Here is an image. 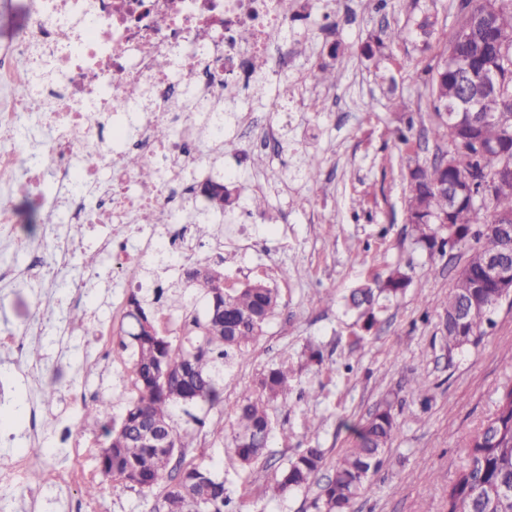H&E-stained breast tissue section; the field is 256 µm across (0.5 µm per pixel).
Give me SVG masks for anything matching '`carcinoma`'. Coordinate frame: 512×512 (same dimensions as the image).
Listing matches in <instances>:
<instances>
[{"instance_id": "obj_1", "label": "carcinoma", "mask_w": 512, "mask_h": 512, "mask_svg": "<svg viewBox=\"0 0 512 512\" xmlns=\"http://www.w3.org/2000/svg\"><path fill=\"white\" fill-rule=\"evenodd\" d=\"M479 0H459L458 25L443 48L431 55L425 66V86L437 120L435 138L448 143L440 159L413 161L408 167L409 196L406 221L414 241L428 252L445 250L472 239L476 246L443 306L447 324L445 346L452 353L478 341L489 314L512 294L485 280L490 258L512 270V229L497 222L500 214H512V193L497 192L486 204L485 196L498 183L512 178V0H492L477 7ZM429 50L437 36L436 20L419 9L409 32ZM402 29L370 33L359 46L368 61L387 56L391 45L405 39ZM466 56L473 77L486 70L498 74L497 85L489 90L475 81L473 93L480 107L457 116L458 125L449 130L443 112L456 105L460 75L450 58ZM316 83L332 87L337 75L331 65L321 64L314 73ZM127 165L149 181L154 170L136 155L126 157ZM235 200L224 190V206L216 204L196 213V233L211 235L210 224L224 219ZM411 277L401 267L378 276L373 283L351 290L348 304L356 311L360 329L368 334L379 322L381 301L402 296ZM278 293L262 282L242 288L224 287V266H205L187 274L183 284L161 292L137 288L127 299L119 344L131 351L132 392L117 400L102 398L85 409L83 420L97 425L115 404L123 406L120 422L104 428L106 442L97 460L99 475L114 486L142 495L156 496L152 512H235L233 497L224 478L216 474L213 460L204 454L187 455L188 443L176 427L183 412L199 426L205 421L190 413L191 408L213 409L224 393V370L252 355L255 343L278 309ZM224 313L213 314L212 308ZM191 309L179 332L167 333L162 311ZM294 370L283 360L263 370L253 386L238 397L230 414V449L242 472V489L250 486L252 467L264 457L274 433L273 405L286 398ZM149 423L167 426L171 441L166 447L140 441L137 433ZM399 425L390 401L381 403L355 428L352 447L345 450L332 474L312 499V512H347L350 503L367 487L379 469ZM325 466L321 448L298 452L266 487L271 496L284 499L306 490ZM448 512H512V384L499 390L495 412L472 436L468 463L448 487Z\"/></svg>"}]
</instances>
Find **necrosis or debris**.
<instances>
[{
	"mask_svg": "<svg viewBox=\"0 0 512 512\" xmlns=\"http://www.w3.org/2000/svg\"><path fill=\"white\" fill-rule=\"evenodd\" d=\"M300 0H28L19 36L0 45V180L64 205L67 224H104L98 239L112 275L139 284L157 254L182 270L198 244L191 209L208 202L199 186L224 143V98L288 80V51L305 14ZM279 40H272V33ZM24 56L27 68L14 65ZM274 57L262 73L251 57ZM168 58L162 70L157 59ZM142 95L139 129L127 135L126 93ZM211 107L201 123L196 106ZM170 138L157 136L158 128ZM37 151H16L34 129ZM158 172L134 187L127 154ZM159 214L140 225L139 214Z\"/></svg>",
	"mask_w": 512,
	"mask_h": 512,
	"instance_id": "necrosis-or-debris-1",
	"label": "necrosis or debris"
}]
</instances>
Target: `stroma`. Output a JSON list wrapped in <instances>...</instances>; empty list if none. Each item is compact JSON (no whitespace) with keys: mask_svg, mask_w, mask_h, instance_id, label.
Returning <instances> with one entry per match:
<instances>
[{"mask_svg":"<svg viewBox=\"0 0 512 512\" xmlns=\"http://www.w3.org/2000/svg\"><path fill=\"white\" fill-rule=\"evenodd\" d=\"M411 13L412 0H385L381 7L376 0H312L299 32L302 52L290 66L288 81L303 107L273 111L268 95L239 104L243 111L274 114L286 165L263 189L256 182L269 174V166H256L249 158L241 165L232 184L238 198L236 220L251 213L250 199L256 194H263L268 205L255 248L242 252L225 243L224 285L239 288L265 280L277 289L279 307L253 358L226 374L224 401L209 416L229 417L238 394L281 360L293 366L294 382L287 400L273 407L277 432L268 461L253 468L250 495L242 493L238 465L225 443L198 430L188 417H179L177 427L195 452L220 460L218 473L236 495L240 512H308L317 487L282 500L264 495L276 468L303 448L324 449L327 466H335L352 445V425L388 398L395 403L399 430L381 470L350 512H447L448 487L466 463L469 440L494 412L498 388L512 380V301L496 306L477 343L448 354L443 304L471 245L462 242L451 251L429 253L415 244L406 222L407 163L413 157L432 160L443 147L430 133L434 117L423 83L427 54L422 43L411 37L398 42L378 65L358 53L369 32L387 26L410 29ZM337 42L345 51L335 56L331 50ZM323 63L337 68L335 86L315 82L312 72ZM392 84L413 120L405 143L396 134L398 115L387 107ZM308 155L320 165L319 182H308L300 172ZM6 202L17 215L9 232L33 244L40 243L43 226L31 223V216L61 218L57 209L40 207L30 194L11 195ZM104 230L101 224L79 228L84 251L58 269L61 287L49 306H42L34 284H0V336L21 334L39 309L46 326L43 335L31 339L37 352L30 361L44 370L40 384L32 389L21 384V367L6 351H0V379L16 381L17 403L35 405L50 418L73 420L74 436L87 450L83 466L90 472L105 441L103 426L86 425L63 398L82 387L99 396L116 395L126 382L124 363H114L104 373L92 365L102 347H118L125 322L111 307L119 284L96 251V239ZM396 266L412 278L407 292L381 314L377 330L359 339L346 297L358 284ZM79 279L86 286L76 304L70 286ZM61 317L94 324L109 334L62 342L56 330ZM310 345L321 348V365H307ZM416 376L425 383V396L408 387ZM304 391L316 393V401L302 400ZM1 432L14 434L15 441L0 447V460L29 457L37 447L41 462L63 465L66 447L53 430L29 438L24 424L6 414L0 416ZM92 509L149 512L150 504L136 491L107 483Z\"/></svg>","mask_w":512,"mask_h":512,"instance_id":"obj_1","label":"stroma"}]
</instances>
